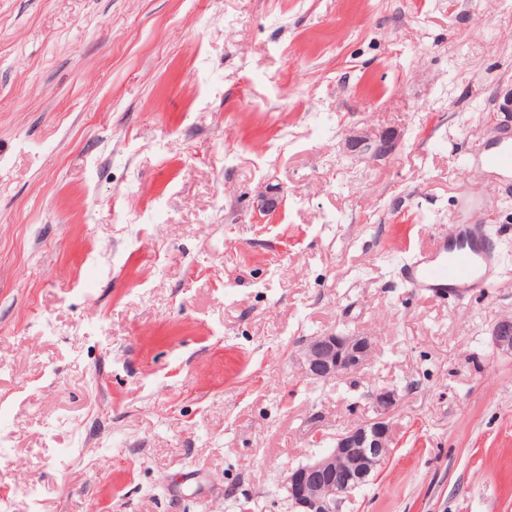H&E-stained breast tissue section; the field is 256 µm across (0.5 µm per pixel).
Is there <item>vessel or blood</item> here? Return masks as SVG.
I'll list each match as a JSON object with an SVG mask.
<instances>
[{
  "label": "vessel or blood",
  "mask_w": 512,
  "mask_h": 512,
  "mask_svg": "<svg viewBox=\"0 0 512 512\" xmlns=\"http://www.w3.org/2000/svg\"><path fill=\"white\" fill-rule=\"evenodd\" d=\"M481 165L488 173L512 172V141L501 140L483 151ZM461 198L467 222L448 225L429 247L414 250L405 267V281L418 293L462 299L497 281V256L485 240L487 209L473 202L471 190H463Z\"/></svg>",
  "instance_id": "vessel-or-blood-1"
}]
</instances>
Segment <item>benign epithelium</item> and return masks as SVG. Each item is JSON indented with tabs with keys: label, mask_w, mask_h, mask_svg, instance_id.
<instances>
[{
	"label": "benign epithelium",
	"mask_w": 512,
	"mask_h": 512,
	"mask_svg": "<svg viewBox=\"0 0 512 512\" xmlns=\"http://www.w3.org/2000/svg\"><path fill=\"white\" fill-rule=\"evenodd\" d=\"M365 153L379 156L390 140L364 137L357 142ZM495 346L512 352V317H503L493 328ZM372 342L367 336L325 332L303 347L300 369L310 379L327 381L359 370L370 358ZM397 394L381 391L373 397L374 415L334 437L331 450L288 472V498L295 512H339L341 504L368 483L391 454V415Z\"/></svg>",
	"instance_id": "1"
}]
</instances>
